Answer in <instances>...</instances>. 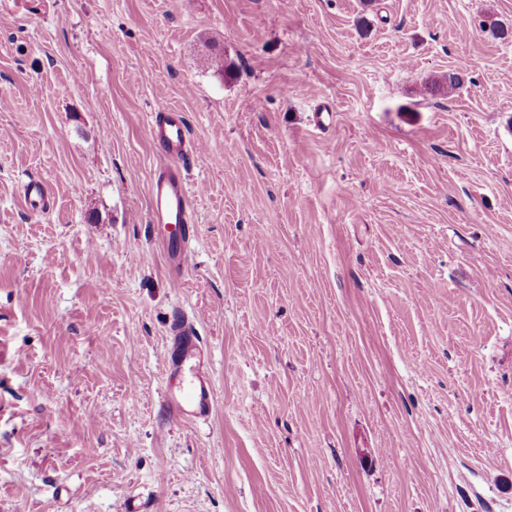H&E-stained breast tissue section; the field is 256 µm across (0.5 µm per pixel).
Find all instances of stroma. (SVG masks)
Here are the masks:
<instances>
[{
	"instance_id": "stroma-1",
	"label": "stroma",
	"mask_w": 512,
	"mask_h": 512,
	"mask_svg": "<svg viewBox=\"0 0 512 512\" xmlns=\"http://www.w3.org/2000/svg\"><path fill=\"white\" fill-rule=\"evenodd\" d=\"M490 20L512 0H0V512H512ZM161 103L201 146L178 275ZM180 319L203 419L167 404ZM172 333L177 336L175 349L177 365L188 367L190 371L197 369L201 347L194 330L186 323L177 322L172 327Z\"/></svg>"
}]
</instances>
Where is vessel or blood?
Instances as JSON below:
<instances>
[{
	"label": "vessel or blood",
	"mask_w": 512,
	"mask_h": 512,
	"mask_svg": "<svg viewBox=\"0 0 512 512\" xmlns=\"http://www.w3.org/2000/svg\"><path fill=\"white\" fill-rule=\"evenodd\" d=\"M148 132L165 159L151 180L149 222L175 227L176 233L166 239L165 247L170 266L178 271L193 260L190 240L194 215L183 163L199 152L200 147L189 136L183 112L172 107L154 108L149 116ZM172 333L177 338L176 363L195 371L201 347L194 330L186 323L178 322L173 325ZM215 401L216 394L211 384L194 375L185 388L172 394L169 404L176 417L186 418L207 415Z\"/></svg>",
	"instance_id": "b4317fda"
}]
</instances>
